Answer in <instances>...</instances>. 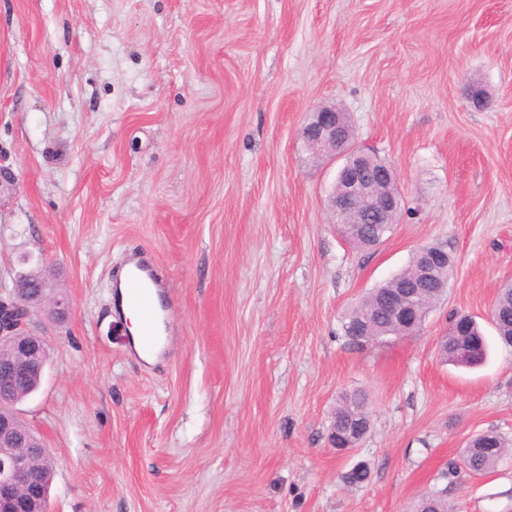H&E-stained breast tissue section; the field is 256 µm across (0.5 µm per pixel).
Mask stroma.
<instances>
[{
	"mask_svg": "<svg viewBox=\"0 0 512 512\" xmlns=\"http://www.w3.org/2000/svg\"><path fill=\"white\" fill-rule=\"evenodd\" d=\"M332 103L397 173L371 249L329 221L340 161L300 138ZM434 243L455 265L422 330L350 343L346 309ZM142 248L174 302L159 365L130 357L110 284ZM29 254L71 304L17 406L54 459L51 512H408L435 490L512 512V456L448 471L471 435L512 438L490 321L512 279V0H0V284ZM460 313L488 339L476 369L439 354ZM356 389L371 428L341 454ZM368 421L365 434L368 433L371 424V418L367 411V403L364 394L353 392L343 395L336 404V409L332 415L331 426L338 423L360 424Z\"/></svg>",
	"mask_w": 512,
	"mask_h": 512,
	"instance_id": "obj_1",
	"label": "stroma"
}]
</instances>
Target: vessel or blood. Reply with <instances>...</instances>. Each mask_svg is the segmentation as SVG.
Returning a JSON list of instances; mask_svg holds the SVG:
<instances>
[{
    "mask_svg": "<svg viewBox=\"0 0 512 512\" xmlns=\"http://www.w3.org/2000/svg\"><path fill=\"white\" fill-rule=\"evenodd\" d=\"M122 290L121 297L127 307L138 311L142 319L139 349L151 354L162 343L161 326L172 305L166 300L164 284L145 253L130 255L114 281Z\"/></svg>",
    "mask_w": 512,
    "mask_h": 512,
    "instance_id": "1",
    "label": "vessel or blood"
}]
</instances>
